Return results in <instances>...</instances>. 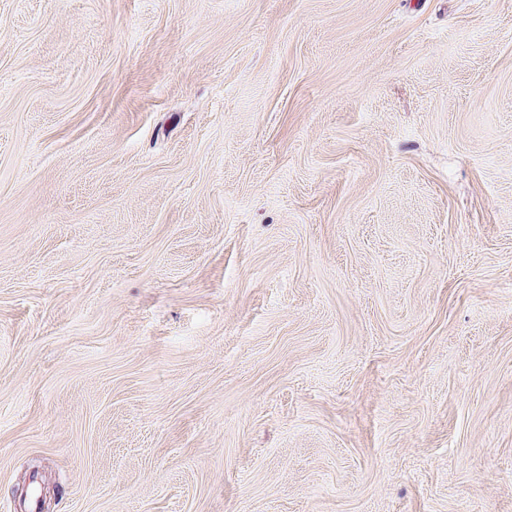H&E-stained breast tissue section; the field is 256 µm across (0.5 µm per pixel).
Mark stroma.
Here are the masks:
<instances>
[{"label":"stroma","mask_w":512,"mask_h":512,"mask_svg":"<svg viewBox=\"0 0 512 512\" xmlns=\"http://www.w3.org/2000/svg\"><path fill=\"white\" fill-rule=\"evenodd\" d=\"M512 512V0H0V512Z\"/></svg>","instance_id":"stroma-1"}]
</instances>
